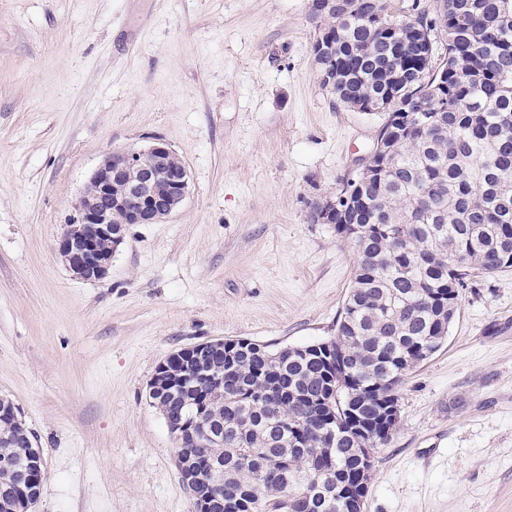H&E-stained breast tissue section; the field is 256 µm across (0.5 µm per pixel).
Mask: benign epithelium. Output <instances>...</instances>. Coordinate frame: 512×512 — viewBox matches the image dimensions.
<instances>
[{
    "label": "benign epithelium",
    "mask_w": 512,
    "mask_h": 512,
    "mask_svg": "<svg viewBox=\"0 0 512 512\" xmlns=\"http://www.w3.org/2000/svg\"><path fill=\"white\" fill-rule=\"evenodd\" d=\"M189 177L185 166L166 144L158 142L146 149L116 151L105 157L95 170L83 194L74 204L75 215L65 225L56 243V253L78 279L99 281L112 265V256L124 240V225L155 224L170 216L186 199ZM224 350V340H208L179 349L163 359L149 383V394L161 391L158 380L167 374L168 363L180 357L184 376L211 378L206 362L213 352ZM185 414L169 424L180 448H203L221 442L223 435L212 426L207 402L202 395L189 393ZM375 449L372 442L360 449V485L371 477ZM186 471V482L204 480L196 458L178 457ZM43 479L28 477L10 482L0 493V512H18L15 498L32 512L39 501Z\"/></svg>",
    "instance_id": "1"
}]
</instances>
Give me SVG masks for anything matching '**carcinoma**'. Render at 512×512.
Instances as JSON below:
<instances>
[{"label":"carcinoma","mask_w":512,"mask_h":512,"mask_svg":"<svg viewBox=\"0 0 512 512\" xmlns=\"http://www.w3.org/2000/svg\"><path fill=\"white\" fill-rule=\"evenodd\" d=\"M434 49L396 55L433 31L426 9L397 18L388 0H330L314 54L323 84L363 111L403 113L402 134L336 194L333 224L354 243L353 285L336 336L290 352L224 343L214 410L224 444L210 492L234 512H355L360 441L387 443L404 377L444 344L467 282L512 268V0H442ZM185 385L159 394L173 415ZM21 429L0 424V453L22 465Z\"/></svg>","instance_id":"carcinoma-1"}]
</instances>
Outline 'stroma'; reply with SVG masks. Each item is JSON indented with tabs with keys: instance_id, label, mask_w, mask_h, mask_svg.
Listing matches in <instances>:
<instances>
[{
	"instance_id": "stroma-1",
	"label": "stroma",
	"mask_w": 512,
	"mask_h": 512,
	"mask_svg": "<svg viewBox=\"0 0 512 512\" xmlns=\"http://www.w3.org/2000/svg\"><path fill=\"white\" fill-rule=\"evenodd\" d=\"M309 4L0 0V397L43 452L36 512H195L146 396L159 362L335 336L355 249L310 214L387 115L323 86ZM157 142L186 199L76 279L55 252L76 199L107 155ZM398 406L365 512H512V268L465 288Z\"/></svg>"
}]
</instances>
